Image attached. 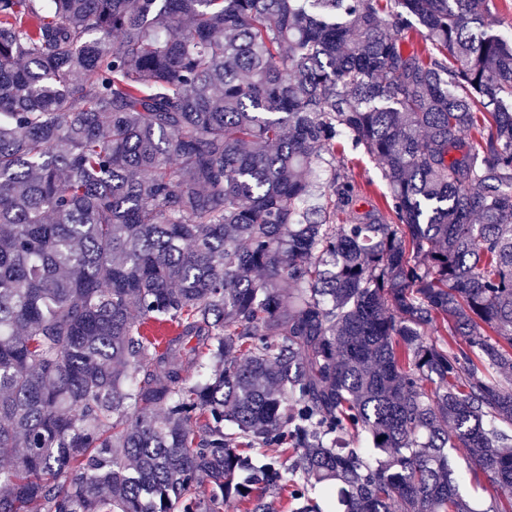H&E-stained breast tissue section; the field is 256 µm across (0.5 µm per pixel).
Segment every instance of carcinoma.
<instances>
[{"label":"carcinoma","instance_id":"carcinoma-1","mask_svg":"<svg viewBox=\"0 0 512 512\" xmlns=\"http://www.w3.org/2000/svg\"><path fill=\"white\" fill-rule=\"evenodd\" d=\"M488 2L0 0V512H512ZM345 164L355 174L361 188V195L367 201L382 206V195L387 193L386 184L373 160L367 155L346 149L343 153Z\"/></svg>","mask_w":512,"mask_h":512}]
</instances>
